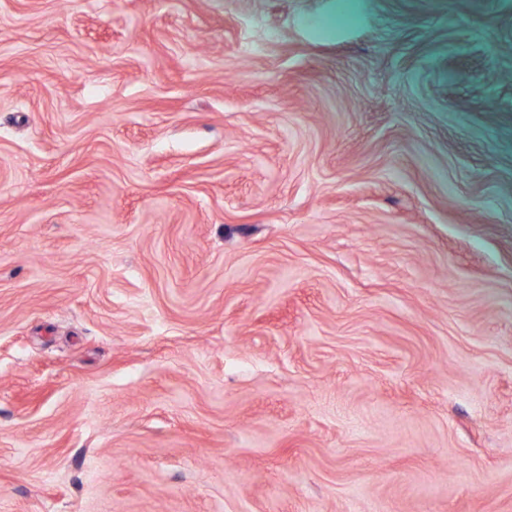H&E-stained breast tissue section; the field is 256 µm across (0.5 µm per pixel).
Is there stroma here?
Returning a JSON list of instances; mask_svg holds the SVG:
<instances>
[{
    "mask_svg": "<svg viewBox=\"0 0 512 512\" xmlns=\"http://www.w3.org/2000/svg\"><path fill=\"white\" fill-rule=\"evenodd\" d=\"M0 512H512V0H0Z\"/></svg>",
    "mask_w": 512,
    "mask_h": 512,
    "instance_id": "35a3bbf8",
    "label": "stroma"
}]
</instances>
